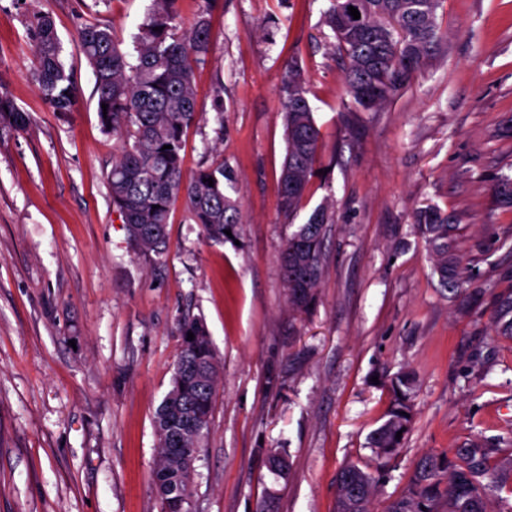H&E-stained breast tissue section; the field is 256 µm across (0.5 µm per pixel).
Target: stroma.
<instances>
[{
  "label": "stroma",
  "mask_w": 512,
  "mask_h": 512,
  "mask_svg": "<svg viewBox=\"0 0 512 512\" xmlns=\"http://www.w3.org/2000/svg\"><path fill=\"white\" fill-rule=\"evenodd\" d=\"M329 5L178 0L181 27L204 13L213 34L184 169L224 161L243 222L218 243L177 201L157 256L135 250L112 207L122 142L100 125L79 42L104 24L133 54L148 0H0V94L31 116L26 131L0 128V512H161L155 413L187 315L205 321L219 363L191 512H334L348 461L378 475L372 508L385 512L423 456L477 440L489 471L512 457V207L497 193L512 178V0H443L428 60L372 112L347 109ZM44 14L81 90L64 119L32 77ZM290 60L321 132L292 219L277 205ZM326 201L324 275L300 313L280 255L291 223ZM429 207L455 226L444 283L416 228ZM402 370L416 377L414 418L379 460L368 437Z\"/></svg>",
  "instance_id": "obj_1"
}]
</instances>
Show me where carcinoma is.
Wrapping results in <instances>:
<instances>
[{"label":"carcinoma","instance_id":"1","mask_svg":"<svg viewBox=\"0 0 512 512\" xmlns=\"http://www.w3.org/2000/svg\"><path fill=\"white\" fill-rule=\"evenodd\" d=\"M178 0H151L134 55L119 48L113 32L89 24L79 32L84 55L92 68L97 112L104 131L123 140L113 159L108 184L113 208L121 215L129 239L143 254L161 255L167 248V224L178 197H185L195 223L211 240L224 242L225 231L236 232L241 210L230 190L234 176L224 162L199 168L190 178L182 170L184 131L198 121L194 66L207 52L211 29L200 15L182 33L176 22ZM324 24L336 40L332 48L345 60L344 86L350 112H370L390 101L409 76L429 56L436 40V15L441 0H359L364 29L349 33L336 27L339 0H330ZM38 64L35 80L53 111L61 116L74 111L80 89L61 60L62 47L49 17L41 18L35 36ZM284 102L286 156L279 179V206L296 214L316 175L315 161L321 139L299 63L285 67L279 84ZM107 108H102V105ZM29 113L0 95V125L24 130ZM213 182H207V179ZM332 223L329 205L316 207L303 224L293 225L281 254L288 302L298 312L313 304L323 276V244ZM418 228L431 246L436 268L448 282L453 226L434 208L419 213ZM179 335L184 341L176 360L171 388L155 416L158 456L153 471L158 486L176 482L189 487V472L167 459L170 448H198L212 416L218 361L203 319L184 317ZM415 377L401 371L389 379L390 406L385 421L369 437L379 459L393 457L403 438L398 431L413 421ZM461 465L425 456L416 464L405 492L387 512H491L488 493L499 488L495 474L485 466L481 445L459 448ZM376 477L359 464H345L337 474L336 512H369Z\"/></svg>","mask_w":512,"mask_h":512}]
</instances>
